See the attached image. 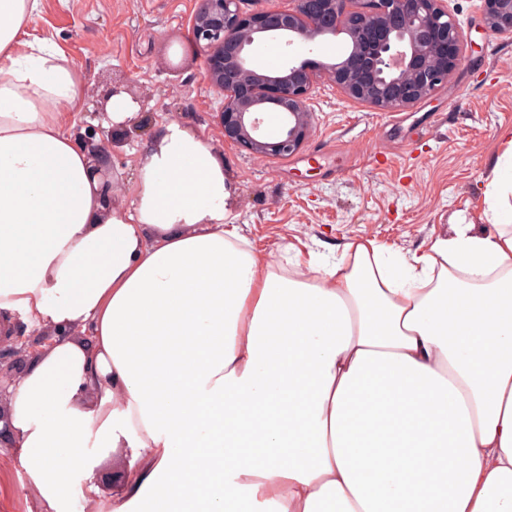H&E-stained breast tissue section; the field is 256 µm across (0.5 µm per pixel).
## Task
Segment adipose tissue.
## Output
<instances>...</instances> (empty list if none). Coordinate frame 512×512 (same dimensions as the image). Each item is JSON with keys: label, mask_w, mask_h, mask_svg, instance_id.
Returning <instances> with one entry per match:
<instances>
[{"label": "adipose tissue", "mask_w": 512, "mask_h": 512, "mask_svg": "<svg viewBox=\"0 0 512 512\" xmlns=\"http://www.w3.org/2000/svg\"><path fill=\"white\" fill-rule=\"evenodd\" d=\"M0 0V327L52 332L6 393L40 496L112 512H512V129L480 222L429 253L372 241L261 260L227 223L224 163L165 125L132 208L105 211L68 129L83 79ZM128 451L124 448H114L107 454L101 456L99 464L96 468V482L100 486L103 493V499L91 498L99 500V502L74 501L71 506V512H95L87 511L95 509L100 505H104V511L111 512L108 504V497H112V491L125 484L128 477Z\"/></svg>", "instance_id": "obj_1"}]
</instances>
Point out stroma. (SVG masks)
<instances>
[{"label":"stroma","mask_w":512,"mask_h":512,"mask_svg":"<svg viewBox=\"0 0 512 512\" xmlns=\"http://www.w3.org/2000/svg\"><path fill=\"white\" fill-rule=\"evenodd\" d=\"M448 6L473 47L445 85L383 112L320 81L311 136L285 158L225 140L220 96L203 78L201 55L185 49L198 0H38L26 32L81 73L84 104L69 125L77 137L95 130L113 206H131L144 149L165 124L180 123L223 158L230 223L279 265L287 245L332 257L355 240L420 255L451 234L457 215L480 218L487 163L502 148L500 131L512 128V38L486 29L477 0ZM116 81L152 113L150 125L129 135L109 127L102 104ZM0 512H39L15 450L2 445Z\"/></svg>","instance_id":"obj_1"}]
</instances>
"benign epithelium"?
<instances>
[{
	"instance_id": "benign-epithelium-1",
	"label": "benign epithelium",
	"mask_w": 512,
	"mask_h": 512,
	"mask_svg": "<svg viewBox=\"0 0 512 512\" xmlns=\"http://www.w3.org/2000/svg\"><path fill=\"white\" fill-rule=\"evenodd\" d=\"M293 0L288 10L246 13L240 0H199L193 44L203 75L221 95L217 110L224 137L263 157L297 152L311 133L313 90L329 77L351 100L381 111L414 106L448 82L464 58L463 33L448 0ZM490 32L512 37V0H479ZM345 35L347 50L331 63L304 59L277 72L258 70L249 50L263 40L306 48ZM281 114L280 127L262 129V114ZM37 344L0 337V352L21 358Z\"/></svg>"
}]
</instances>
